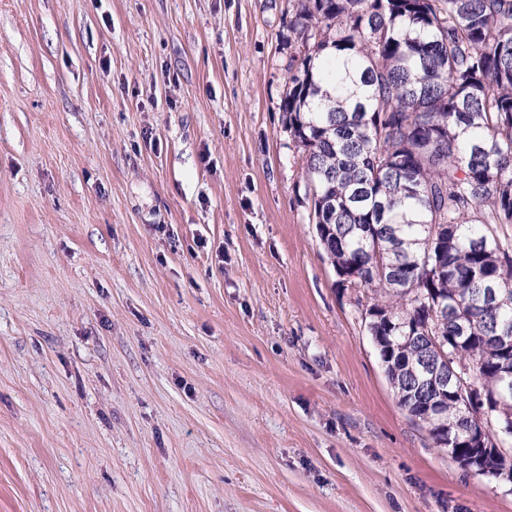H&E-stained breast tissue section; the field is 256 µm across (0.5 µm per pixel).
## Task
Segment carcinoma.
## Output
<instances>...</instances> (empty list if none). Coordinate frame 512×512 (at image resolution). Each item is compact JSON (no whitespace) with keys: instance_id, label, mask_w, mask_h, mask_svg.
Wrapping results in <instances>:
<instances>
[{"instance_id":"carcinoma-1","label":"carcinoma","mask_w":512,"mask_h":512,"mask_svg":"<svg viewBox=\"0 0 512 512\" xmlns=\"http://www.w3.org/2000/svg\"><path fill=\"white\" fill-rule=\"evenodd\" d=\"M295 2L280 109L309 221L401 408L494 479L512 435L475 447L452 369L512 417V0Z\"/></svg>"}]
</instances>
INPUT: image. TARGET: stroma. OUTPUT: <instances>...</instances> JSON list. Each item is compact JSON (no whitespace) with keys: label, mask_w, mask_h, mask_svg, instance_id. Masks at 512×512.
<instances>
[{"label":"stroma","mask_w":512,"mask_h":512,"mask_svg":"<svg viewBox=\"0 0 512 512\" xmlns=\"http://www.w3.org/2000/svg\"><path fill=\"white\" fill-rule=\"evenodd\" d=\"M294 5L0 0V512H512L309 222Z\"/></svg>","instance_id":"stroma-1"}]
</instances>
